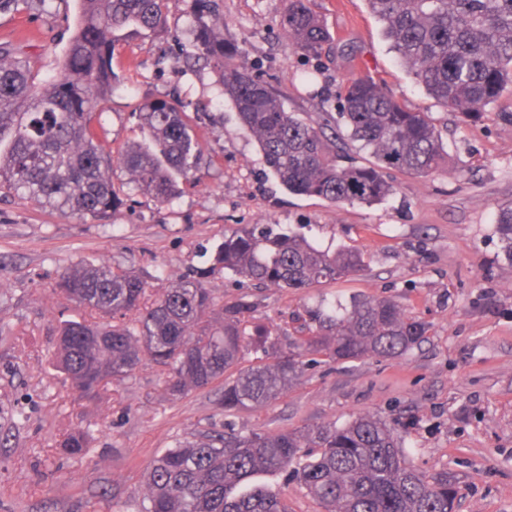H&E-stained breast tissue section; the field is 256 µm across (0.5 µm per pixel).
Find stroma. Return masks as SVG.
Returning <instances> with one entry per match:
<instances>
[{"mask_svg":"<svg viewBox=\"0 0 512 512\" xmlns=\"http://www.w3.org/2000/svg\"><path fill=\"white\" fill-rule=\"evenodd\" d=\"M193 0H167L164 37L135 36L112 60L121 86L93 124L113 154L140 137L149 100L179 97L196 124L203 159L171 203L133 190L114 168L122 200L107 218L65 216L21 194L0 193V512H142L147 465L200 434L286 432L372 414L399 432L410 461L456 481V512H512V267L495 232L512 202V86L496 113L471 124L417 86L389 48L364 0H312L332 40L306 57L279 25L288 0H218L235 63L267 82L289 111L326 127L339 163L366 162L338 126L336 94L371 76L404 106L429 113L445 156L427 176L391 172L393 195L371 207L288 193L267 173L258 146L221 94L210 66L195 61ZM78 0L41 10L0 11V44L20 46L37 78L60 74ZM277 224L330 249H354V277L307 290L258 287L214 268L225 234ZM105 263L136 272L151 295L201 277L217 301L248 296L252 324L288 345L292 317L322 299L388 298L424 321L422 342L395 359L310 364L275 402L225 411L224 385L171 396L159 366L85 398L56 366L62 324L88 313L55 286L61 267ZM90 428V450L61 448L67 431Z\"/></svg>","mask_w":512,"mask_h":512,"instance_id":"1","label":"stroma"}]
</instances>
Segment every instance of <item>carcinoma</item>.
<instances>
[{"mask_svg":"<svg viewBox=\"0 0 512 512\" xmlns=\"http://www.w3.org/2000/svg\"><path fill=\"white\" fill-rule=\"evenodd\" d=\"M167 0H80V20L63 72L37 80L21 49L0 46V190L25 195L63 215L108 217L120 198L112 187V152L92 131L101 103L118 88L116 42L128 34H161ZM369 13L407 71L439 105L467 121L484 119L512 85V0H366ZM215 0H194L195 54L212 65L224 97L259 147L261 162L288 192L332 203H384L394 186L384 172L427 176L445 148L426 112L405 108L369 76L338 89L339 120L348 140L373 158L337 163L324 128L285 107L266 84L224 62V33ZM283 32L317 56L332 36L309 0H288ZM142 142L118 163L138 190L158 202L193 179L200 148L183 106L173 98L146 102ZM496 229L512 266V204L498 210ZM214 261L257 285L301 290L364 267L349 249L331 251L268 224L224 236ZM57 287L76 306L106 322L69 321L56 340L57 367L76 389L94 393L127 377L149 358L173 396L224 380V409L276 401L303 374L302 357L353 361L397 358L417 346L424 322L388 299L354 297L307 306L294 321L292 350L278 352L270 332L246 331L253 304L241 297L217 308L209 289L183 279L153 301L144 280L106 264L65 267ZM262 352L238 367L248 348ZM61 447L88 453L87 432L68 433ZM264 472L291 475L328 512H456L457 489L445 470L414 467L386 421L360 415L285 433L198 435L147 467L144 512H288L279 494L253 486Z\"/></svg>","mask_w":512,"mask_h":512,"instance_id":"cac0c4a2","label":"carcinoma"}]
</instances>
